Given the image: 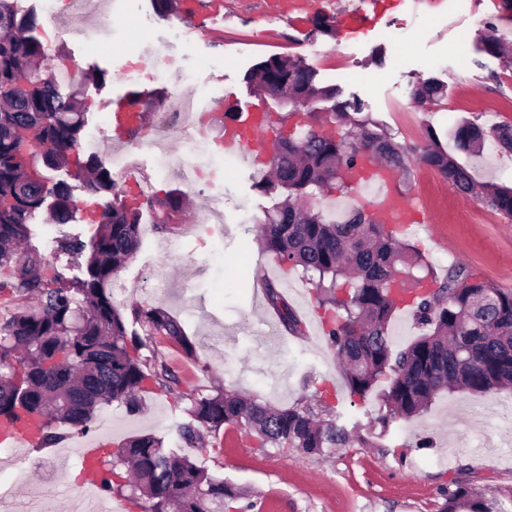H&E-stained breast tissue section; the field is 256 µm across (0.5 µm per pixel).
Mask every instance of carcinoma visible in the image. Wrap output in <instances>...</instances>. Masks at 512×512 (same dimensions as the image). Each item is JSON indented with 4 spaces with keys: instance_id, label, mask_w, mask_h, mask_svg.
I'll return each mask as SVG.
<instances>
[{
    "instance_id": "obj_1",
    "label": "carcinoma",
    "mask_w": 512,
    "mask_h": 512,
    "mask_svg": "<svg viewBox=\"0 0 512 512\" xmlns=\"http://www.w3.org/2000/svg\"><path fill=\"white\" fill-rule=\"evenodd\" d=\"M36 17L20 0H0V267L14 268L13 280L0 291L15 294L18 306L0 322V420L35 424L36 450L55 445L74 430H90L101 404L121 403L136 412L138 392L146 381L176 392L180 379L158 355L144 357L146 347L133 325L164 336L189 357L196 348L180 322L159 308H139L126 316L112 296V280L136 255L140 244L142 205L154 210L160 230L170 228L184 209L179 192L133 204L116 192L110 170L96 157L71 159L86 125V110L77 94H62L51 73L43 44L32 35ZM482 49L505 53L506 39L488 25ZM250 79L301 102H332L329 112H307L294 130L277 131L268 161L271 176L255 186L282 200L256 219L262 250L285 270L301 268L327 312L328 340L345 367L349 394L367 399L389 379L381 394L382 426L393 417L411 418L424 412L443 392L494 394L512 388V291L478 281L463 267L440 281L431 263L416 249L400 243L397 225L386 224L363 208H352L336 221L302 205L316 192L351 189L355 172L365 162H378L408 183L412 150L395 141L369 115L349 112L336 101L337 89L322 86L316 72L299 59L271 56L260 62ZM445 89L433 80L416 88L413 99L439 104ZM339 126L340 136L316 134L314 126ZM499 148L512 152V124L492 128ZM487 131L463 122L453 131L455 151L478 154ZM42 147L41 152L34 148ZM446 149L435 129L426 128L419 160L437 171L464 195H472L512 220V187L476 181L471 170ZM74 166L93 193H112L100 213L99 230L91 244L65 238L58 247L81 254L90 249L84 276L68 280L42 277L37 254L22 245L30 224L52 200V220L66 224L75 211L71 187L49 183L45 171ZM415 277L428 293L412 296L409 310L425 328L402 350L393 347L390 323L402 300L392 286ZM269 304L290 331L301 321L272 283ZM36 299V305L28 300ZM187 418L178 424L182 439L195 447L203 434L217 435L226 427L250 434L259 447L298 449L322 455L349 442L344 426L326 418L331 408L300 400L276 409L238 392L186 395ZM117 461L94 460L106 493L129 492L143 512H224L238 498L232 484L209 474L183 448H166L153 435L128 441ZM441 512H504L462 482L444 492Z\"/></svg>"
}]
</instances>
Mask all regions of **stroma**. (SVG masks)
Instances as JSON below:
<instances>
[{
  "label": "stroma",
  "instance_id": "1",
  "mask_svg": "<svg viewBox=\"0 0 512 512\" xmlns=\"http://www.w3.org/2000/svg\"><path fill=\"white\" fill-rule=\"evenodd\" d=\"M22 4L34 10V34L48 56L65 54L68 66L81 73L74 89L87 104V123L77 156H96L107 167L112 164L105 147L112 134L107 102L134 91L142 96L151 131L166 130L168 151L178 155L185 149L180 128L197 121L185 116L180 127L171 129L164 123L174 95H194L196 87L173 84L157 62L160 49L205 81L227 113L252 107L280 113L279 103L258 96L249 79L259 62L278 55L303 59L322 82L330 65L342 64L347 74L337 82L340 100L380 121L407 147L422 146L429 127L450 148L451 132L460 122L486 129L512 122V62L486 54L479 42L481 30L491 23L512 43V0H482L479 11L467 17L449 13L448 0H391L381 14L370 0H320L296 18L274 10L267 0H224L220 12L183 19L161 18L151 0H107L111 23L103 25L100 16H93L86 24L95 33L91 39L61 33L43 0ZM357 8L369 16L370 27L345 32L335 26L338 13ZM319 18L330 21V29L317 27ZM390 25L406 32L401 51L380 36ZM462 38L468 53L460 63L454 48ZM130 69L139 70L137 81L127 79ZM428 78L446 85L445 105L414 102L416 86ZM197 123L209 152L223 155L219 124L206 117ZM459 160L477 181L512 186V154L495 145H487L480 156L460 154ZM130 162L132 176L113 175L118 188L145 198L177 190L186 199L183 215L169 231L156 229L152 210H143L137 256L113 285L123 312L139 306L177 317L196 355L184 356L176 343L160 336L143 348V355L165 357L180 378L181 392L208 395L225 388L279 408L329 392L334 418L354 436L347 447L321 457L260 448L237 430L205 436L198 464L243 491L230 512H439L443 492L455 480L485 498L512 502V422L505 418L512 409L511 392H444L425 412L395 420L385 430L377 420L379 395L364 402L350 396L341 365L316 327L323 311L311 284L297 272L286 275L284 292L302 325L300 332L286 331L264 288L277 262L261 249L255 219L274 199L256 188V164L244 158L210 170L206 183L194 189L176 174L161 172L149 148L136 150ZM47 176L70 185L76 212L66 224L36 218L30 244L45 276L79 277L85 255L63 252L58 242L65 237L91 242L98 226L87 213L102 209L112 196L90 193L70 168ZM380 189L379 181L368 179L349 194L316 196L310 204L328 212L352 207L371 212L378 207ZM399 200L430 216L423 227L405 229L400 240L432 260L437 277L462 265L474 279L512 289V220L460 194L436 169L416 160ZM153 271L165 282L156 293L142 287L143 277ZM179 394L146 385L138 393L141 411L131 413L118 404L101 408L88 438L107 443L112 451L144 434L178 445L176 425L187 406ZM105 417L111 426H102ZM92 477L76 439L41 452L23 446L0 452V512H71Z\"/></svg>",
  "mask_w": 512,
  "mask_h": 512
}]
</instances>
